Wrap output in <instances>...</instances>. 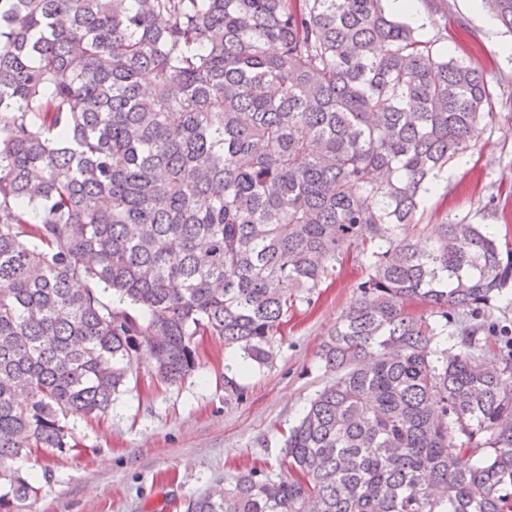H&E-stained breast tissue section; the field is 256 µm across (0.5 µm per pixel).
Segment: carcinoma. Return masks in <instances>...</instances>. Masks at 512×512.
I'll return each mask as SVG.
<instances>
[{
    "mask_svg": "<svg viewBox=\"0 0 512 512\" xmlns=\"http://www.w3.org/2000/svg\"><path fill=\"white\" fill-rule=\"evenodd\" d=\"M440 41L385 0H0V512L40 492L10 460L70 448L58 414L107 412L143 363L182 383L206 333L272 365L353 253L285 473L186 512H512V348L452 331L512 251L421 223L491 98Z\"/></svg>",
    "mask_w": 512,
    "mask_h": 512,
    "instance_id": "obj_1",
    "label": "carcinoma"
}]
</instances>
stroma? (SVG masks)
I'll return each instance as SVG.
<instances>
[{
    "label": "stroma",
    "mask_w": 512,
    "mask_h": 512,
    "mask_svg": "<svg viewBox=\"0 0 512 512\" xmlns=\"http://www.w3.org/2000/svg\"><path fill=\"white\" fill-rule=\"evenodd\" d=\"M418 30L446 31L439 48L482 71L492 91L489 117L471 151L451 162L424 197V221L487 225L512 248V34L481 0H419ZM364 265L347 260L312 306L288 323L272 366L237 374L224 389L229 361L220 337L199 341L201 367L181 385L162 384L147 365L105 414L67 416L72 450L42 448L13 466L37 478L33 512H184L206 488L252 468L282 472V440L328 380L319 350L351 303Z\"/></svg>",
    "instance_id": "35a3bbf8"
}]
</instances>
